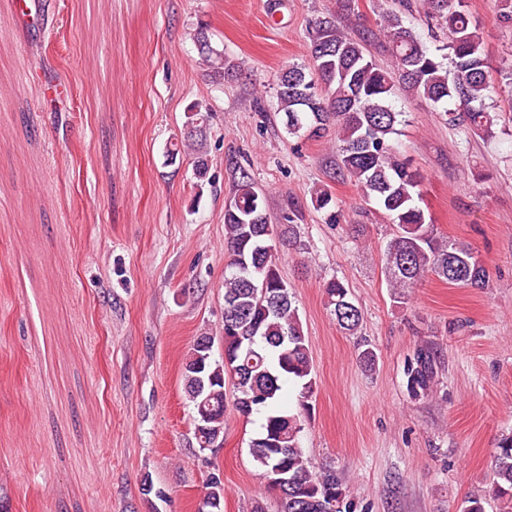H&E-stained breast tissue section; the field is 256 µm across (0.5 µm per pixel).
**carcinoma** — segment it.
Segmentation results:
<instances>
[{"label":"carcinoma","instance_id":"carcinoma-1","mask_svg":"<svg viewBox=\"0 0 512 512\" xmlns=\"http://www.w3.org/2000/svg\"><path fill=\"white\" fill-rule=\"evenodd\" d=\"M426 18L436 22L447 42L430 49L397 13L383 12L380 26L392 64L384 68L368 58L366 39L355 38L333 16L317 19L307 48L309 63L291 66L278 79V111L290 136L319 141L336 131L340 142L336 174L356 186L395 226L384 250V272L397 302L404 289L432 276L450 285L482 290L489 276L469 245L436 237L431 216L419 205L422 176L395 146L402 112L393 104L402 87L422 102L442 109L448 125L494 137L498 115L486 106L493 85L492 64L480 26L467 0H423ZM207 76L221 82L240 68L209 45L198 50ZM208 108L189 106L186 124L194 131L167 149L174 159L181 148L193 166L209 170L206 126ZM314 207L340 223L333 196L318 190ZM296 215L270 224L265 197L244 170L234 181L224 211L228 263L224 275V355L204 357L198 336L186 354L182 382L192 405L195 439L207 450L209 431L224 429V386L231 383L234 407L249 418L264 416L250 455L264 486L275 493L279 512H353L348 487L335 470L315 469L301 446L304 421L310 417L316 381L309 348L292 289L278 269V252L297 248ZM324 293L336 325L357 331L362 311L345 283L331 279ZM413 397L430 391L435 354L416 351L406 367ZM494 495L512 502V433L503 436L493 457ZM203 509L224 502L220 472L209 474Z\"/></svg>","mask_w":512,"mask_h":512}]
</instances>
